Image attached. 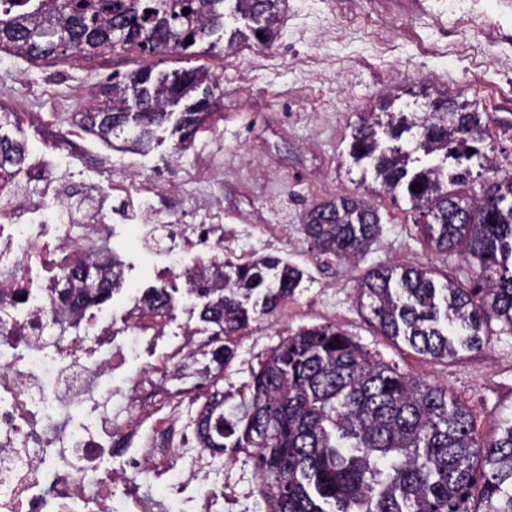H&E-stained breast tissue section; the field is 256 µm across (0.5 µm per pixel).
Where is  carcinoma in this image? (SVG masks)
I'll list each match as a JSON object with an SVG mask.
<instances>
[{
    "instance_id": "cac0c4a2",
    "label": "carcinoma",
    "mask_w": 512,
    "mask_h": 512,
    "mask_svg": "<svg viewBox=\"0 0 512 512\" xmlns=\"http://www.w3.org/2000/svg\"><path fill=\"white\" fill-rule=\"evenodd\" d=\"M226 0H0V45L36 60L64 63L109 51L165 55L186 52L224 26ZM284 0H234L249 19L256 44L278 36ZM188 14H183V9ZM197 70L126 75L104 85L94 111L80 113L87 130L105 140L122 139L145 149L182 105L179 146L192 140L211 115L213 87ZM133 96L137 111L127 109ZM409 134L424 154L442 163L409 172L410 154L400 144ZM382 148L369 119L361 116L352 154L368 160L384 189L405 187L415 224L427 242L474 270L475 286L438 284L427 268L394 275L378 266L359 280L372 320L385 336L403 338L431 359L480 351L497 320L512 331V169L493 174L471 190L472 173H448V159L481 158L479 115L446 97L430 98L425 111L398 113ZM27 148L0 134V167L19 168ZM419 187L412 188L413 184ZM376 211L359 195L340 196L311 208L302 230L315 249L337 259H359L378 233ZM222 285L192 282L188 293L206 299L201 322L231 344L249 325L250 313L277 311L302 281L295 266L274 257L253 264H224ZM76 303L108 296L92 274L83 278ZM144 301L160 316L171 296L148 293ZM214 392L201 418L203 447L244 451L253 460L258 493L269 512H512V425L479 441L467 411L447 391L389 371L366 358L341 330L308 328L288 337L252 375L246 399L229 413Z\"/></svg>"
}]
</instances>
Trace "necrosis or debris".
Listing matches in <instances>:
<instances>
[{
  "instance_id": "obj_1",
  "label": "necrosis or debris",
  "mask_w": 512,
  "mask_h": 512,
  "mask_svg": "<svg viewBox=\"0 0 512 512\" xmlns=\"http://www.w3.org/2000/svg\"><path fill=\"white\" fill-rule=\"evenodd\" d=\"M48 159L0 169V512H153L146 498L118 495L139 472L165 471L173 456L188 463L197 488L196 512H214L220 487L211 482L215 453L182 444L177 425L198 418L197 400L153 390L149 403L129 395L124 416L112 412L113 375L126 364L130 334L140 333L137 296H129L125 324L115 327L111 304L76 307L60 289L76 291L60 271L98 262L110 249L118 222L138 219L149 240L164 242L166 257L190 258L198 280L203 266L246 263L275 248L254 225L224 239V215L209 208L189 222L158 224L176 187L139 174L115 175L104 162L90 190L56 196L52 207L26 199L27 186L52 180ZM148 204L123 205L132 193ZM126 466L113 472L112 460Z\"/></svg>"
}]
</instances>
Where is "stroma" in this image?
<instances>
[{
  "instance_id": "obj_1",
  "label": "stroma",
  "mask_w": 512,
  "mask_h": 512,
  "mask_svg": "<svg viewBox=\"0 0 512 512\" xmlns=\"http://www.w3.org/2000/svg\"><path fill=\"white\" fill-rule=\"evenodd\" d=\"M211 40L212 48L191 57L105 51L64 64L34 63L0 50V105L42 117L41 123L0 131L34 153L48 144L50 128L90 110V88L112 76L183 68L219 76V112L189 149L178 151L168 123L148 151L125 160L145 178L186 182L182 207L223 206L225 232L259 224L291 242L282 256L302 270L303 280L277 313L260 317L250 335L235 340L234 357L217 384L225 409L239 403L253 372L285 337L333 324L374 361L447 389L469 411L476 435L494 436L512 422V333L494 332L481 351L462 349L432 360L377 330L358 302L366 269L419 265L433 269L437 279L464 285L472 274L459 258L425 246L407 193L376 192L373 172L349 151L361 113L376 111L388 95L395 110L415 111L413 91L423 84L481 113L491 163L512 167V0H286L273 46L253 45L248 20L230 13ZM81 152L80 164L51 153L54 179L33 186L32 200L49 202L59 189L93 176L104 148L86 134ZM355 193L367 194L378 213L376 241L355 262L317 254L301 231L304 213ZM114 245L129 264L124 289L113 299L121 315L129 294L154 285L157 259L127 231ZM165 286L172 296L170 334L129 357L123 374L112 378L120 390H129L133 376L174 344L175 332L200 324L201 303L185 297L181 275H170ZM186 468L184 459L173 458L167 472L144 473L131 490L156 500L164 512H191V492L180 487Z\"/></svg>"
}]
</instances>
